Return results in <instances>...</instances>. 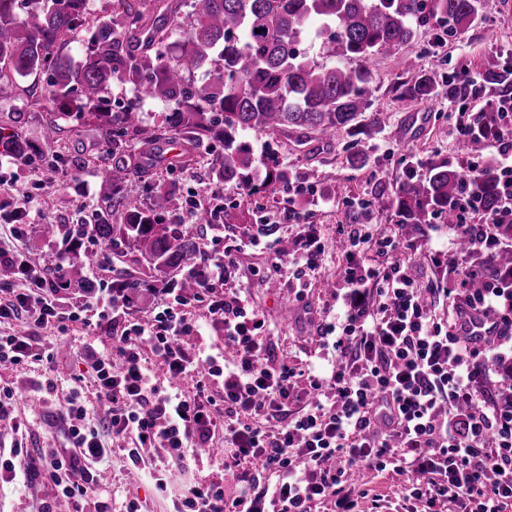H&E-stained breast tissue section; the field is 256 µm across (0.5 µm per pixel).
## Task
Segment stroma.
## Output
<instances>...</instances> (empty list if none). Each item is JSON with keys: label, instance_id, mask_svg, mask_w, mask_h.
<instances>
[{"label": "stroma", "instance_id": "35a3bbf8", "mask_svg": "<svg viewBox=\"0 0 512 512\" xmlns=\"http://www.w3.org/2000/svg\"><path fill=\"white\" fill-rule=\"evenodd\" d=\"M440 44L439 58L445 72H459L462 65H475L494 57L512 53V0H490L486 18L464 34L450 33L447 26L436 25L420 41L409 46L408 54L417 55L426 47ZM397 73L392 59L377 58L373 66L371 103L375 110L389 113L387 126L373 137L364 139L368 165L352 169L346 162L348 136L329 138L312 136L310 142L298 145L287 133H254L243 136L250 143L255 159L274 154L285 177L266 194L251 197L234 181L216 180L212 171L224 157V143L213 136L197 143H184L181 153L172 161L161 162L166 142L149 143L148 137L163 125L165 107L159 101L143 97L138 86L113 81L108 94L109 109L119 112L136 105L143 114L137 131L126 140L129 155L147 164L146 178H133L128 189L143 202H151L160 191H172L180 209V228L194 235L203 251L219 249L211 225L200 224L192 212L193 204L208 203L213 193L224 198L225 212L234 215L233 223L224 225V236L234 239L252 232L263 241L262 246L248 249L238 256L239 282L250 305L262 311L267 321V341L276 356L286 357L289 364L305 366L307 361L331 358L332 352L321 340L322 328L333 321L336 301L330 286L338 279L341 260L336 253L339 231L348 224H373L383 234L401 233L396 210L371 211L363 204L375 191H395L405 179V160L427 166L434 160L457 162L454 125L458 114L447 98L426 103L394 100L390 85ZM48 81L43 73L0 80V131H20L31 145L30 162L14 166L4 163L0 148V175L8 180L0 186V236H6L7 215L14 209L25 210L32 222L19 249L31 262L47 269H59L65 288L59 291L62 309L73 303L96 298L107 301L112 284L118 280L141 279L151 274L149 261L126 240H116L110 249L83 245L69 249L61 240L45 237V224H78L85 215L100 213L105 204L98 195L101 177L111 162L108 129L91 116L63 117L64 131L56 152L64 163L47 172L41 157L47 148L43 142V122L50 111L47 103ZM298 185L314 187L315 195L295 193ZM267 215L269 225L257 226L259 215ZM313 224L327 243L319 268L310 274L292 272L273 274L270 270L274 249L292 253L301 246L304 225ZM456 230L447 218L417 225L412 238L427 249L452 248ZM412 259L417 278L425 283L436 281L438 271L427 254ZM93 281L91 290L78 288L79 280ZM110 344L105 327L70 326L63 332L48 331L36 337L33 347L43 358L22 367L0 366V387L11 386L18 392L15 414L21 431H12L0 423V443L11 445L22 440L24 446L40 453L64 447V424L60 416L72 391H80L90 407L93 423L104 422L85 361L92 351ZM48 376L54 390L35 391L32 379ZM96 496L119 512L126 497L137 496L147 512H171L169 495L158 492L153 483L127 474L120 456L96 465ZM415 476L407 472H378L364 465L348 471V485L357 492L380 497L384 512H424L422 502L406 498L405 492ZM54 485L50 477L28 482L0 485V512H38L51 498Z\"/></svg>", "mask_w": 512, "mask_h": 512}]
</instances>
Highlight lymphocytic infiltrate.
Segmentation results:
<instances>
[{"instance_id":"1","label":"lymphocytic infiltrate","mask_w":512,"mask_h":512,"mask_svg":"<svg viewBox=\"0 0 512 512\" xmlns=\"http://www.w3.org/2000/svg\"><path fill=\"white\" fill-rule=\"evenodd\" d=\"M489 126L500 155L499 204L486 210L475 187L459 199L463 245L430 252L440 272L434 285L411 275L399 238L370 224L346 225L339 313L324 328L336 359L317 375L278 360L262 334L263 314L229 288L235 253L258 246L259 237L229 240L222 256L205 259L192 297L170 280L148 284L165 305L149 322L128 325L130 297L121 291L108 308L88 300L61 311L57 282L18 249L26 227L22 213L12 214L0 266H15L18 282L0 289V321L23 328L0 336V365L32 360L42 330L62 332L94 316L111 324L114 338L92 364L96 396L108 406L105 424H91L81 393H73L61 410L67 448L51 455L18 442L0 448V479L50 477L57 499L75 508L94 492L95 464L116 453L126 470L146 474L164 491L173 466L220 434L222 478L192 479L174 495V512H315L327 504L359 512V497L344 481L359 464L411 469V495L430 510L443 502L453 512H512V404H499L478 385L496 349L512 346V270L496 265L500 251L512 252V237L503 234L512 224V90L486 96L476 115H461L455 135L474 139ZM369 250L385 264L369 263ZM439 301L447 302V317H438ZM191 303L223 326L222 350L184 347L183 337L201 329L187 310ZM472 312L497 319L495 348L463 340L460 326ZM301 376L315 395L292 419ZM163 378L195 380L196 393L167 391ZM215 379L224 385L218 399L206 389ZM228 480L236 486L229 496Z\"/></svg>"}]
</instances>
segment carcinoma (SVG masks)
Instances as JSON below:
<instances>
[{
	"label": "carcinoma",
	"instance_id": "cac0c4a2",
	"mask_svg": "<svg viewBox=\"0 0 512 512\" xmlns=\"http://www.w3.org/2000/svg\"><path fill=\"white\" fill-rule=\"evenodd\" d=\"M30 7L24 18L22 2ZM87 0H0V72L27 76L49 72L48 101L67 106L71 99L112 130L115 163L103 175L100 193L106 211L94 232L104 245L129 237L159 272L199 269L200 243L164 222L174 205L173 194L157 193L153 207L125 191L130 163L123 155L129 129H138L139 113L131 107L114 116L101 103L112 80L130 82L167 105L169 130L191 139L221 136L224 159L215 175L239 182L248 195L271 187L282 176L279 161L263 159L259 177L249 145L240 140L248 131L286 130L298 139L310 134L354 137L348 164L359 169L368 162L358 135L370 137L387 125L384 112H369L372 72L378 56L400 67L391 92L400 102H424L442 94L449 100L469 96L467 83L445 73L437 54L422 65L404 55L431 23L446 22L465 33L476 23L489 0H118L111 16L91 27L78 60L57 51L87 24ZM190 8L189 29L180 51L169 54L171 19L182 6ZM314 32L320 58L300 49L303 34ZM201 70L208 78L192 82ZM487 84L512 85V72L488 61L482 70ZM53 113L43 131L47 145L63 129ZM486 141L465 140L458 153L480 156ZM494 165L477 175L488 210L497 207ZM466 185L463 170L445 160L431 162L426 173L397 188L394 195L375 193L370 205L394 208L403 224H425L434 214L454 219L451 209ZM123 223H112V213Z\"/></svg>",
	"mask_w": 512,
	"mask_h": 512
}]
</instances>
